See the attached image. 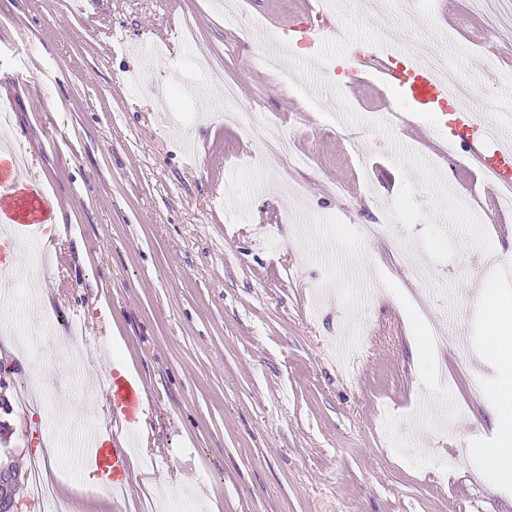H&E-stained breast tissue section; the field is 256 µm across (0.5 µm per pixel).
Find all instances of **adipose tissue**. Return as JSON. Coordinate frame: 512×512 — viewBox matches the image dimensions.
<instances>
[{
	"mask_svg": "<svg viewBox=\"0 0 512 512\" xmlns=\"http://www.w3.org/2000/svg\"><path fill=\"white\" fill-rule=\"evenodd\" d=\"M478 306L484 319L482 351L504 380L496 396L498 445L483 449L493 459L500 484H512V296L501 295L493 287L482 290Z\"/></svg>",
	"mask_w": 512,
	"mask_h": 512,
	"instance_id": "1",
	"label": "adipose tissue"
}]
</instances>
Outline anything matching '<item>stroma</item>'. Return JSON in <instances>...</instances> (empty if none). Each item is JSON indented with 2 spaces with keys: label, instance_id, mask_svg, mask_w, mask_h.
Returning <instances> with one entry per match:
<instances>
[{
  "label": "stroma",
  "instance_id": "35a3bbf8",
  "mask_svg": "<svg viewBox=\"0 0 512 512\" xmlns=\"http://www.w3.org/2000/svg\"><path fill=\"white\" fill-rule=\"evenodd\" d=\"M300 5L0 0V137L23 156L22 178L60 201L44 238L50 307L23 281L0 304L24 340H0L15 462L56 443L47 469L90 512H512V487L474 454L496 435L476 255L490 247L512 265V244L474 223L462 158L438 156L442 115L346 90L351 56L389 27L403 51L436 43L486 117L512 113V31L491 33L472 0H386L366 16L336 0L345 40L321 65L300 49L284 87L263 64L274 32L245 43L236 22L293 20ZM211 64L235 95L215 93L220 109L188 155L155 87L209 88ZM387 107L413 127L387 125ZM254 123L267 141L249 135ZM390 208L383 237H356ZM414 288L465 350L413 354ZM108 360L135 370L146 406L128 429L137 468L119 502L84 484L81 423L60 408L89 405L116 435L111 403L88 399ZM451 404L465 427L446 421Z\"/></svg>",
  "mask_w": 512,
  "mask_h": 512
}]
</instances>
